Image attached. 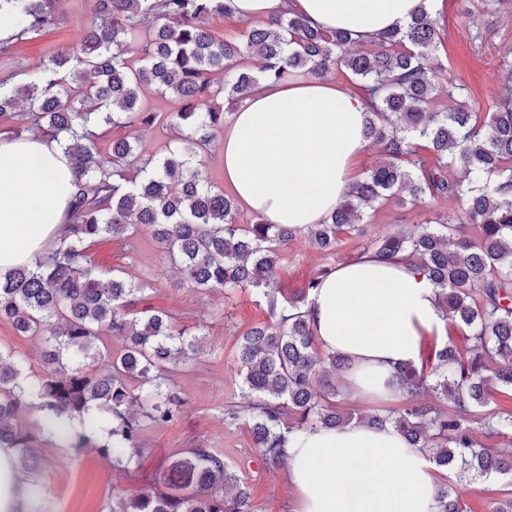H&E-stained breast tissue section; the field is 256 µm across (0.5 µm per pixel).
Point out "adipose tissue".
<instances>
[{
	"mask_svg": "<svg viewBox=\"0 0 512 512\" xmlns=\"http://www.w3.org/2000/svg\"><path fill=\"white\" fill-rule=\"evenodd\" d=\"M442 0H231L235 17L302 16L324 30L374 34L405 25ZM364 103L306 78L263 84L232 115L220 150L224 180L271 224L322 223L352 183L366 140ZM75 178L64 144L0 135V277L32 264L67 232ZM322 351L346 355L344 389L388 400L397 366L419 364L422 342L443 335L437 292L409 262L373 256L338 266L305 306ZM295 512H437V481L423 450L392 426L356 421L287 441Z\"/></svg>",
	"mask_w": 512,
	"mask_h": 512,
	"instance_id": "1",
	"label": "adipose tissue"
}]
</instances>
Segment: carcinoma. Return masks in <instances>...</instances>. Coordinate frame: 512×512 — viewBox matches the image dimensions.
Listing matches in <instances>:
<instances>
[{
    "label": "carcinoma",
    "instance_id": "cac0c4a2",
    "mask_svg": "<svg viewBox=\"0 0 512 512\" xmlns=\"http://www.w3.org/2000/svg\"><path fill=\"white\" fill-rule=\"evenodd\" d=\"M229 0H96L100 23L83 30L75 47L49 57L22 82L0 84V116L66 146L76 192L67 213L69 234L32 266L0 279V322L40 341L38 372L29 359L0 347V448L12 451L23 476L41 469L35 449L51 426L78 419L75 447L109 457L125 471L140 469L144 424L166 427L184 399L171 373L203 351L198 334L159 311L138 308L152 283L114 269L101 271L86 248L102 238L130 239L145 227L189 287L206 293L261 291L270 321L241 336L237 360L245 404L230 405L224 424H248L262 459L284 461L287 436L353 420L343 410L335 373L349 367L338 353H321L304 311L307 298L331 271L318 269L298 296L280 300L281 252L298 228L235 224L237 200L212 189L203 154L224 134L225 115L260 82L304 76L325 79L345 69L370 102L365 138L383 161L351 184L334 212L306 226L322 250L359 231L367 211L391 195L406 205L423 196L461 197L465 209L411 231L379 237L358 256L412 259L437 290L443 317L469 332L470 357L450 344L419 366L398 372L401 405L389 424L438 469L458 476L512 477L502 456L475 435L477 409L495 395L512 399V80L502 84L492 111L472 110L467 88L448 82L457 97L449 112L434 110L438 79L437 20L420 8L401 29L361 36L326 31L296 15L256 22L234 39L210 29L233 17ZM59 0H0L15 18V36L44 31L59 20ZM355 43L366 45L350 51ZM136 45L135 60L126 57ZM261 60L258 69L247 59ZM224 75L214 84L210 74ZM152 89L176 101L172 112H151ZM165 124L182 133V147L146 159L129 173L138 129ZM125 129L103 156L102 128ZM430 149L436 162L420 154ZM121 341L100 348V332ZM31 409L41 422L17 423ZM507 429L512 416L478 422ZM439 512H464L448 486L439 487ZM109 512H252L251 493L237 467L209 448L172 460L150 490L112 494Z\"/></svg>",
    "mask_w": 512,
    "mask_h": 512
}]
</instances>
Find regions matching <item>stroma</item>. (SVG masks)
Here are the masks:
<instances>
[{
    "mask_svg": "<svg viewBox=\"0 0 512 512\" xmlns=\"http://www.w3.org/2000/svg\"><path fill=\"white\" fill-rule=\"evenodd\" d=\"M60 20L46 32L30 33L22 39L0 40V80L26 74L42 66L54 53L77 45L84 28L96 22L95 0H61ZM492 26L483 40H474L484 21ZM440 42L436 56L453 82L466 86L475 111L487 112L501 81L506 76L503 59L512 48V0H503L495 15H486L480 0H445L437 18ZM464 203L446 198H425L417 205H400L396 199L383 201L367 217L358 234L343 238L336 251L324 252L306 234H298L280 260V280L285 295L303 288L309 276L323 266L351 262L370 240L407 229L438 214L461 213ZM91 257L102 268H121L136 277H149L154 290L143 306L170 313L177 326L205 332L204 351L180 365L173 381L185 400L180 418L173 424L143 431L145 458L138 485L159 477L169 460L191 448H209L241 469L252 488L254 512H294L295 491L285 466H266L246 426L228 427L224 410L240 400V367L236 356L239 336L267 319V307L256 290L226 297L214 292L201 295L188 288L178 267L166 261L149 230H140L130 240H100L92 243ZM37 450L44 466L34 483L41 503L49 512H107L113 488L130 481L111 458L92 451H74L61 440L45 438ZM464 512H492L512 481L487 478L465 485L449 479Z\"/></svg>",
    "mask_w": 512,
    "mask_h": 512,
    "instance_id": "1",
    "label": "stroma"
}]
</instances>
